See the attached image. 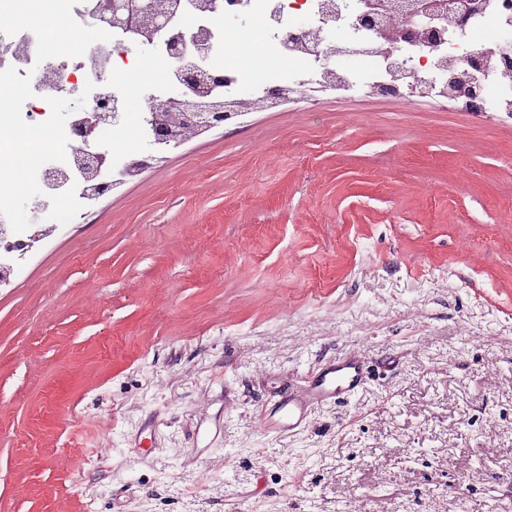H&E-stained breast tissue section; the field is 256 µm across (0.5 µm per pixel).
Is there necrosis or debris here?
<instances>
[{"label": "necrosis or debris", "mask_w": 512, "mask_h": 512, "mask_svg": "<svg viewBox=\"0 0 512 512\" xmlns=\"http://www.w3.org/2000/svg\"><path fill=\"white\" fill-rule=\"evenodd\" d=\"M44 0H0V84L13 87L12 96L0 99V146L16 132H30L52 138L51 147L32 161L26 171L29 179H43L54 168L67 166L74 137L70 126L59 125L51 99L36 90L37 85L54 86L64 83L79 89L83 116H90L97 102L91 93L96 81L93 65L87 56L81 37L94 27L91 0H52L53 8L72 34L68 44L52 43L46 34H34L30 21L40 19ZM322 0H224V12L243 15L251 29L261 34V47L266 57L278 60L275 68L262 69L254 82V97H262L266 87L278 84L288 87L300 96L319 88L344 95L378 96L382 86L389 84L392 75L383 55L365 56L364 63L353 70L340 71L335 81H328L310 51L291 50L284 46L276 33L277 27H294L299 17H306L312 25L320 23ZM190 28L208 29L212 36L211 62L224 70V95H237L243 80L241 65L225 53L224 29L215 14L196 13L189 16ZM512 28V0H487L483 12L471 16L465 30L439 48L423 42H405L401 55L421 59V75L434 79L433 92L447 98L445 75L439 74L436 60L452 59L466 63L476 50L491 46L501 29ZM106 41L112 47L110 72L112 89L124 98L128 110L124 122L99 124L97 133L101 144L110 150V166L118 171L126 168L138 153L134 150L116 151L115 146L128 133L145 137L151 113L163 111L166 100L165 83L146 74L155 60L168 59L164 40L153 42L152 49H141L123 43L119 32H112ZM50 61V68L36 67V59ZM13 179L0 170V287L9 284L19 265L40 242L43 225L35 224L20 234L10 228Z\"/></svg>", "instance_id": "1"}]
</instances>
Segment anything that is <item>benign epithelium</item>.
<instances>
[{
	"instance_id": "7a95c632",
	"label": "benign epithelium",
	"mask_w": 512,
	"mask_h": 512,
	"mask_svg": "<svg viewBox=\"0 0 512 512\" xmlns=\"http://www.w3.org/2000/svg\"><path fill=\"white\" fill-rule=\"evenodd\" d=\"M362 7L349 17L355 37L337 49V55L321 54L319 47L326 42L323 29L300 28L284 36V44L308 42L318 62L330 74H335L336 58L357 57L373 51L389 59L395 54V45L403 39H412L437 46L447 33L461 28L466 21V4L445 8L440 0H360ZM197 0H105L96 7V16L112 27L124 31L127 44L139 46L159 35L165 36L170 55L177 60L168 79L166 106L152 121L148 145L151 147H178L190 141L183 130L196 133L222 128L243 116V109L260 111L262 103L288 102L284 90L278 86L266 89L262 100L252 99V94H239L238 104L225 102L224 72L209 64L211 43L207 35L186 28L188 13L197 9ZM92 62L98 64V77L102 88L99 107L91 118L72 131L80 145L75 149V159L70 169L56 171L50 182L65 183L81 179L93 196H104L126 182V172L112 178L105 166L106 154L99 151L94 138L96 125L120 120L124 103L112 94L111 75L105 65L104 47L97 43L88 48ZM502 74H512V31H504L492 51L482 49L473 53L466 63V76L454 78L457 96L465 109L474 114L489 111V98L482 85L489 66ZM413 59L403 60L395 67L399 76L412 78L407 83L409 93L415 97L428 95L431 82L417 77ZM207 91V96L197 99L194 109L181 108L184 97L194 91Z\"/></svg>"
}]
</instances>
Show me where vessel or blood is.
Wrapping results in <instances>:
<instances>
[{
	"mask_svg": "<svg viewBox=\"0 0 512 512\" xmlns=\"http://www.w3.org/2000/svg\"><path fill=\"white\" fill-rule=\"evenodd\" d=\"M365 368L354 355H343L327 364L307 389L281 397L260 419L268 434L290 435L303 429L314 409L348 401L362 385Z\"/></svg>",
	"mask_w": 512,
	"mask_h": 512,
	"instance_id": "1",
	"label": "vessel or blood"
}]
</instances>
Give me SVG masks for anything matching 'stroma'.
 Segmentation results:
<instances>
[{"instance_id": "1", "label": "stroma", "mask_w": 512, "mask_h": 512, "mask_svg": "<svg viewBox=\"0 0 512 512\" xmlns=\"http://www.w3.org/2000/svg\"><path fill=\"white\" fill-rule=\"evenodd\" d=\"M157 156L0 287V512H512V123L319 92ZM364 365L355 355H343L327 364L307 389L288 393L269 406L259 425L267 434L290 435L303 429L314 409L348 401L359 390Z\"/></svg>"}]
</instances>
